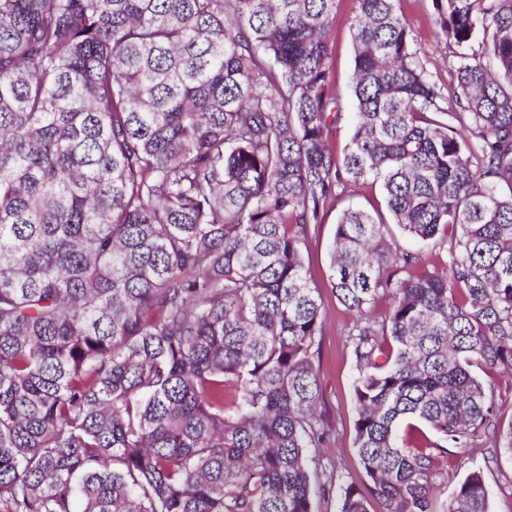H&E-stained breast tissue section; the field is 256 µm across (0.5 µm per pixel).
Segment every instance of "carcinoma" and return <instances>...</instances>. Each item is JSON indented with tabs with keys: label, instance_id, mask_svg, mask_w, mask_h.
<instances>
[{
	"label": "carcinoma",
	"instance_id": "1",
	"mask_svg": "<svg viewBox=\"0 0 512 512\" xmlns=\"http://www.w3.org/2000/svg\"><path fill=\"white\" fill-rule=\"evenodd\" d=\"M397 2L355 0L338 156L336 0H0V512H315L303 248L367 180L383 207L341 211L329 287L370 495L435 512L407 418L512 454L472 372L512 371V0H432L449 105ZM450 226L432 272L392 232ZM440 512H489L481 467Z\"/></svg>",
	"mask_w": 512,
	"mask_h": 512
}]
</instances>
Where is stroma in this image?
Instances as JSON below:
<instances>
[{
  "mask_svg": "<svg viewBox=\"0 0 512 512\" xmlns=\"http://www.w3.org/2000/svg\"><path fill=\"white\" fill-rule=\"evenodd\" d=\"M400 7L421 49V62L440 89L452 82L453 59L445 43L435 36L431 0H401ZM355 13L354 0H337L331 31L332 66L335 70V91L343 100H350L349 77L353 68L354 48L351 29ZM378 186L365 182L348 188L340 199L328 202L322 222L309 234L304 247L305 265L323 296V330L319 336V353L315 357L318 379L323 392L320 412L329 431L326 447L312 449L314 479L326 485V496L315 501L316 512H336V502L347 485L365 488L367 477L354 446L356 408L354 380L355 361L347 346L346 335L355 319L333 295L328 286L329 250L341 210L350 204L364 207L380 204ZM484 465L489 492V512H512V455L492 452L483 445L461 456L451 448L439 456V473L434 480L436 500H447L471 466Z\"/></svg>",
  "mask_w": 512,
  "mask_h": 512,
  "instance_id": "1",
  "label": "stroma"
}]
</instances>
